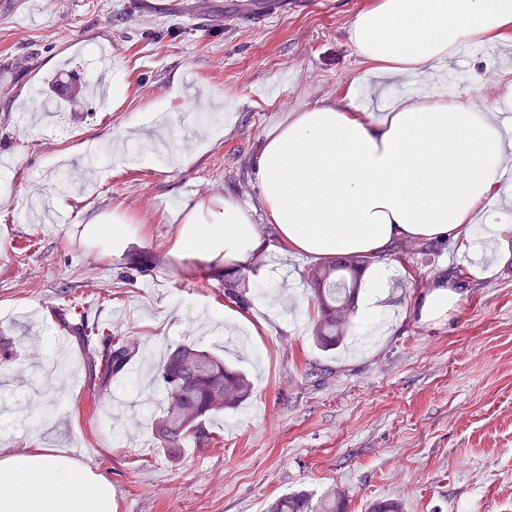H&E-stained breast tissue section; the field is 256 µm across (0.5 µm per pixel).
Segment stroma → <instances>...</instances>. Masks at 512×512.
Segmentation results:
<instances>
[{"instance_id": "stroma-1", "label": "stroma", "mask_w": 512, "mask_h": 512, "mask_svg": "<svg viewBox=\"0 0 512 512\" xmlns=\"http://www.w3.org/2000/svg\"><path fill=\"white\" fill-rule=\"evenodd\" d=\"M370 2L288 0L273 14L267 0H0V337L13 348L0 402L26 409L0 415V451L51 437L111 481L115 512H267L283 494L333 488L348 512L384 499L403 512H512V256L495 255L486 277L453 238L371 256L392 269L388 333L329 352L311 338L309 257L245 288L246 323L189 318L238 308L218 263L175 251L184 218L228 195L256 203L264 135L287 112L335 101L363 70L347 28ZM106 46L123 95L82 91L60 113L110 149L154 141V129H128L129 116L162 111L168 151L150 164L84 168L82 146L20 119L32 96L95 69ZM509 73L512 45H476L440 69L450 91ZM60 166L82 182L67 222L31 220ZM116 217L126 240L94 235ZM456 267L469 272L457 309L421 321L432 279ZM76 305L87 326L136 343L126 373L106 382L91 368L100 339L70 334L58 350L54 333ZM187 340L223 353L253 392L207 421L216 444L189 441L171 457L150 422L148 354Z\"/></svg>"}]
</instances>
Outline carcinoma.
Listing matches in <instances>:
<instances>
[{
  "label": "carcinoma",
  "mask_w": 512,
  "mask_h": 512,
  "mask_svg": "<svg viewBox=\"0 0 512 512\" xmlns=\"http://www.w3.org/2000/svg\"><path fill=\"white\" fill-rule=\"evenodd\" d=\"M368 265L367 257L349 254L328 257L308 267L317 320L314 343L332 350L347 336L349 318L355 309L359 284ZM104 375L122 373L136 347L124 336H107ZM155 381L163 392L159 414L154 419L161 447L174 452L188 439L205 436L206 420L233 409L252 393L248 377L224 363V359L195 342H182L169 349L157 369ZM268 512H347L345 497L333 492L315 503L307 493L275 499Z\"/></svg>",
  "instance_id": "carcinoma-1"
}]
</instances>
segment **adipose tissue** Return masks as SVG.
I'll return each instance as SVG.
<instances>
[{
    "instance_id": "1",
    "label": "adipose tissue",
    "mask_w": 512,
    "mask_h": 512,
    "mask_svg": "<svg viewBox=\"0 0 512 512\" xmlns=\"http://www.w3.org/2000/svg\"><path fill=\"white\" fill-rule=\"evenodd\" d=\"M367 66L333 103H321L269 133L257 159L260 207L225 197L221 210L198 205L177 246L251 270L268 251L263 224L294 254H386L405 239H471L475 253L512 230V211L488 208L512 199V141L499 129L512 105V80L493 102L469 86L447 94L429 84L416 97L387 98L386 80L431 76L459 49L512 42V0H372L348 26ZM263 223H256V214ZM391 271L367 276L357 320L382 318ZM460 294L436 278L419 315L431 322L456 309ZM0 512H113L112 483L71 456L40 444L0 456Z\"/></svg>"
}]
</instances>
